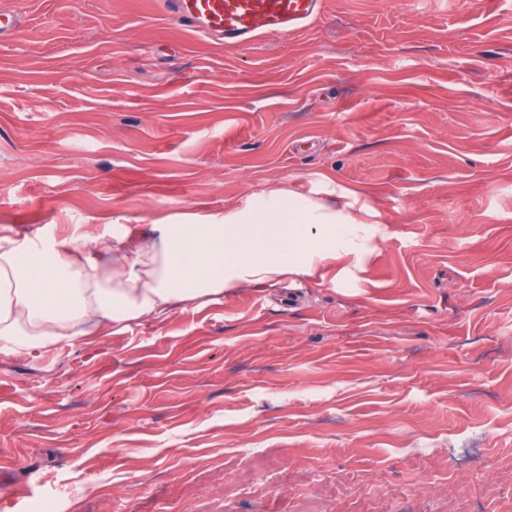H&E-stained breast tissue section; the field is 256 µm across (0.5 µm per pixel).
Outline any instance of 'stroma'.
Returning a JSON list of instances; mask_svg holds the SVG:
<instances>
[{
    "label": "stroma",
    "mask_w": 512,
    "mask_h": 512,
    "mask_svg": "<svg viewBox=\"0 0 512 512\" xmlns=\"http://www.w3.org/2000/svg\"><path fill=\"white\" fill-rule=\"evenodd\" d=\"M0 230L223 216L321 174L391 236L304 278L0 355L12 512H512V0H324L203 42L154 0H0Z\"/></svg>",
    "instance_id": "obj_1"
}]
</instances>
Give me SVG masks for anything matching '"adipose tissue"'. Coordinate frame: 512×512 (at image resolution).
Listing matches in <instances>:
<instances>
[{"label":"adipose tissue","mask_w":512,"mask_h":512,"mask_svg":"<svg viewBox=\"0 0 512 512\" xmlns=\"http://www.w3.org/2000/svg\"><path fill=\"white\" fill-rule=\"evenodd\" d=\"M387 237L380 207L326 175L307 194L286 185L256 191L246 207L204 224L192 214L161 216L149 235L4 233L0 352L43 360L227 293L299 277L338 281Z\"/></svg>","instance_id":"ef3b65f1"}]
</instances>
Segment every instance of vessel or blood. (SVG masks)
Masks as SVG:
<instances>
[{"mask_svg":"<svg viewBox=\"0 0 512 512\" xmlns=\"http://www.w3.org/2000/svg\"><path fill=\"white\" fill-rule=\"evenodd\" d=\"M159 5L201 40L238 47L306 30L323 0H159Z\"/></svg>","mask_w":512,"mask_h":512,"instance_id":"b4317fda","label":"vessel or blood"}]
</instances>
